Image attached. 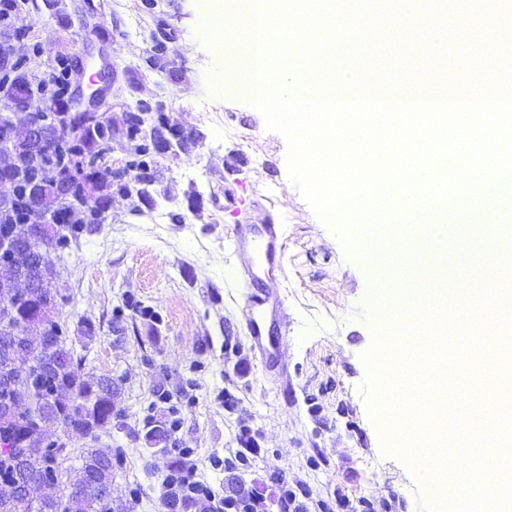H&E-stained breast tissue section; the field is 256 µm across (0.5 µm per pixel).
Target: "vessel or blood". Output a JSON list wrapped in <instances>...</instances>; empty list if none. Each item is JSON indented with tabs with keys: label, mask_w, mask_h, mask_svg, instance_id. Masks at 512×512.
<instances>
[{
	"label": "vessel or blood",
	"mask_w": 512,
	"mask_h": 512,
	"mask_svg": "<svg viewBox=\"0 0 512 512\" xmlns=\"http://www.w3.org/2000/svg\"><path fill=\"white\" fill-rule=\"evenodd\" d=\"M284 251L282 228L274 220L261 225H239L235 234V253L247 291L244 299L245 329L250 346L265 372L286 379L287 371L278 355L287 337V304L281 292L259 288L254 284L256 266H281ZM424 268L407 274L409 283L425 288L437 287L447 281V272L434 265V256L421 253Z\"/></svg>",
	"instance_id": "b4317fda"
}]
</instances>
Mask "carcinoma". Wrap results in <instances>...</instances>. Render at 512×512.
<instances>
[{
  "label": "carcinoma",
  "instance_id": "1",
  "mask_svg": "<svg viewBox=\"0 0 512 512\" xmlns=\"http://www.w3.org/2000/svg\"><path fill=\"white\" fill-rule=\"evenodd\" d=\"M8 85L15 104L20 108L30 106L37 97L28 74L16 63L0 74V85ZM53 110L68 114L69 125L80 137L81 156L76 160L60 153L56 160L43 161L41 170L65 169L74 166L76 174L69 178L68 204L57 190L52 178L43 174L34 183L39 188L42 202L54 209L53 221L39 230L40 241L56 248H65L71 240L78 239L83 231L93 232L104 221L112 198L124 197L146 205H156V188L153 179L140 180V186H130L118 177L104 183L97 177L96 165L111 151L112 122L92 121L82 112L71 111L67 99L52 100ZM11 145L15 156L21 160L31 152V136L23 125L0 124V142ZM153 163L148 145L136 148L134 158L125 161L124 168L144 169ZM32 298L22 302L10 299L16 311L15 326H0V340L13 335L14 328L23 336L11 341V360H20L31 369H47L50 384L36 396L44 400L36 409L37 417L24 409L22 421L0 426V512H113L112 472L122 464L120 448H87L82 451L81 464H70L71 454L62 455L57 448H46L26 461L18 472L3 467V455L10 447H18L35 427L59 424L64 433L73 437L95 434L112 423V393L115 381L109 375L92 377L82 367V359L74 357L68 348L66 327L51 317L54 305H40L42 289L35 282L28 288ZM46 328L47 337L32 339L24 335L31 326Z\"/></svg>",
  "mask_w": 512,
  "mask_h": 512
}]
</instances>
